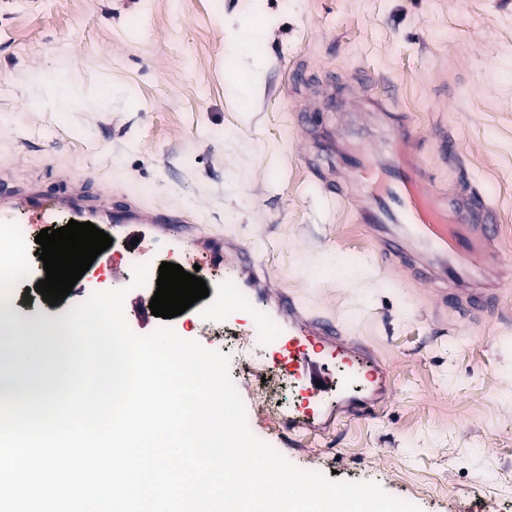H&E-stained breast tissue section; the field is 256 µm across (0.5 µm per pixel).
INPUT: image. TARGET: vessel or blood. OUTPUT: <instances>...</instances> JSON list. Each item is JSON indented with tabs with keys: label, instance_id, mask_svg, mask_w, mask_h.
<instances>
[{
	"label": "vessel or blood",
	"instance_id": "b4317fda",
	"mask_svg": "<svg viewBox=\"0 0 512 512\" xmlns=\"http://www.w3.org/2000/svg\"><path fill=\"white\" fill-rule=\"evenodd\" d=\"M420 131L403 126L389 162L371 147L362 148L353 160L350 183L364 189L367 199L358 205L356 218L377 234L382 251H391L395 241H414L429 254L416 280L437 285V301L451 302L467 311L493 305L498 287L512 277V263L499 252L492 233L496 212L479 190L442 199L433 190L424 163L408 152L409 143L419 141ZM35 218L40 224H55L67 217L92 224H174L177 216L148 209L138 202L122 199L118 204L98 203L84 186H73L56 195L30 184L0 189V222ZM233 274L217 284L210 312L232 317L242 296H259L269 290V276L258 268L250 252L232 263ZM287 322L267 313L253 316L248 335L252 349L269 354L265 367L276 370L272 355L287 360L303 394V404L285 421L289 434L316 428L325 414L324 394L344 391L337 414L356 416L370 411L380 392L388 388V375L366 349L344 336L338 324L306 318L295 303L281 301Z\"/></svg>",
	"mask_w": 512,
	"mask_h": 512
}]
</instances>
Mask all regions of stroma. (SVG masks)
I'll return each instance as SVG.
<instances>
[{
  "mask_svg": "<svg viewBox=\"0 0 512 512\" xmlns=\"http://www.w3.org/2000/svg\"><path fill=\"white\" fill-rule=\"evenodd\" d=\"M368 80V109L388 83L389 117L350 123L348 85ZM77 94L68 107L42 81ZM329 86L335 111L311 105L316 129L388 141L418 126L438 188L472 184L499 209L498 247L512 257V0H0V166L42 188L66 179L185 216L149 226L178 238L205 231L195 251L256 245L274 285L308 316L341 323L390 369L392 392L365 416L290 437L300 403L282 384L259 400L261 376L224 345V321L202 335L200 299L169 324L178 336L230 355L249 428L296 467L378 484L421 512H512V282L494 311L435 315L427 287L396 272L352 207L328 201L300 136L301 83ZM453 135L454 165L433 137ZM128 229L58 305L34 287L13 292L26 317L60 321L92 293L126 289ZM421 482L424 493L413 485Z\"/></svg>",
  "mask_w": 512,
  "mask_h": 512,
  "instance_id": "35a3bbf8",
  "label": "stroma"
}]
</instances>
